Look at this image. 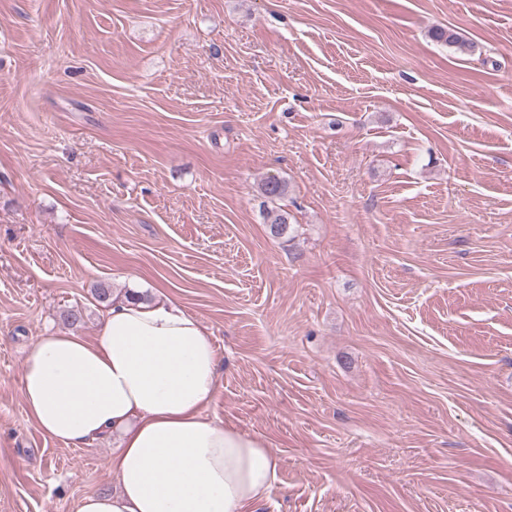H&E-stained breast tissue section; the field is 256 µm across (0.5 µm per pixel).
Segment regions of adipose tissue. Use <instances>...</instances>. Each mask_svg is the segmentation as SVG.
Segmentation results:
<instances>
[{
	"mask_svg": "<svg viewBox=\"0 0 512 512\" xmlns=\"http://www.w3.org/2000/svg\"><path fill=\"white\" fill-rule=\"evenodd\" d=\"M202 321L174 301L128 300L86 340L48 331L21 379L27 418L80 448L118 438L115 492L90 491L77 512H245L269 494L279 465L266 441L208 418L219 381Z\"/></svg>",
	"mask_w": 512,
	"mask_h": 512,
	"instance_id": "obj_1",
	"label": "adipose tissue"
}]
</instances>
